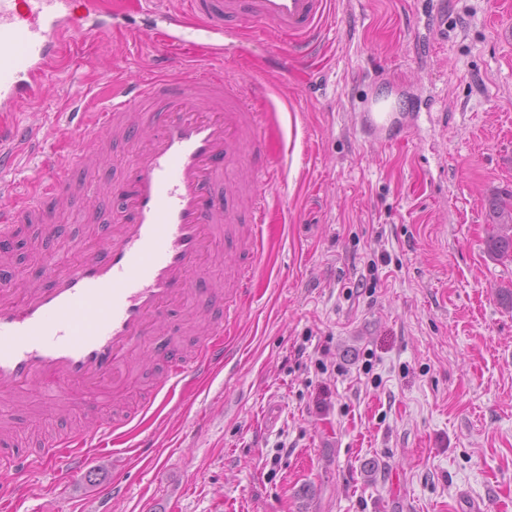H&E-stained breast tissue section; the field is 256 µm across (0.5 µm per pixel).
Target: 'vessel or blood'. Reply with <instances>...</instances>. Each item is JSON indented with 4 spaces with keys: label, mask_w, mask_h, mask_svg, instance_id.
<instances>
[{
    "label": "vessel or blood",
    "mask_w": 512,
    "mask_h": 512,
    "mask_svg": "<svg viewBox=\"0 0 512 512\" xmlns=\"http://www.w3.org/2000/svg\"><path fill=\"white\" fill-rule=\"evenodd\" d=\"M73 2L0 0L1 113L39 99L63 52L104 33V24L75 15ZM331 6L332 0H178L176 7L156 8L165 25L158 49L167 73L137 82L74 133L72 151L56 159L33 196L13 199L0 184V198L14 201L0 209V396L40 387L51 397V413L75 392L95 399L119 388L138 344L178 302L217 311L218 318L195 356L164 349L165 384L174 388L233 362L222 333L238 322L239 307L225 304V288L212 276L189 275L217 245L234 250L244 243L250 257L234 264L227 288L249 295L268 236L267 178L282 161L268 152L257 115L247 109L253 87L222 69L224 42L239 25L256 23L296 57L308 56L319 47ZM197 42L217 67L194 76L181 70L177 51ZM36 133L0 126V167ZM108 140L122 145L126 163L119 176L100 182L109 214H102L101 199L90 201V245L74 261L47 257L34 281L16 289L10 254L17 226L39 224L55 236L54 214L74 191L73 174L99 173L96 150ZM150 406L144 400L104 420L94 400L81 404L86 424L75 435L46 439L32 455L1 454L0 470L10 474L17 495L34 465L78 472Z\"/></svg>",
    "instance_id": "obj_1"
}]
</instances>
